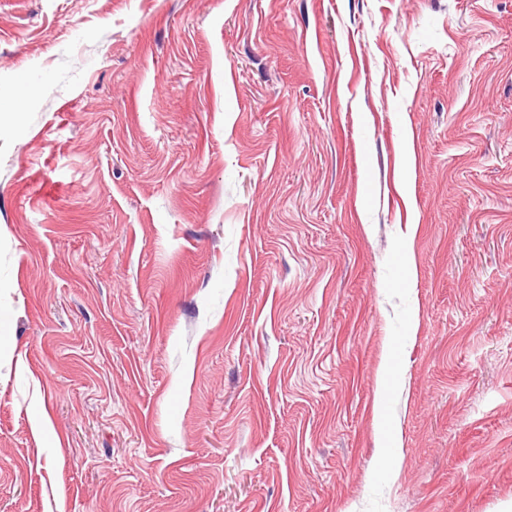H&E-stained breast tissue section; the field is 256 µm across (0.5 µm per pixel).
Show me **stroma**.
Wrapping results in <instances>:
<instances>
[{"mask_svg": "<svg viewBox=\"0 0 512 512\" xmlns=\"http://www.w3.org/2000/svg\"><path fill=\"white\" fill-rule=\"evenodd\" d=\"M0 512H512V0H0Z\"/></svg>", "mask_w": 512, "mask_h": 512, "instance_id": "35a3bbf8", "label": "stroma"}]
</instances>
